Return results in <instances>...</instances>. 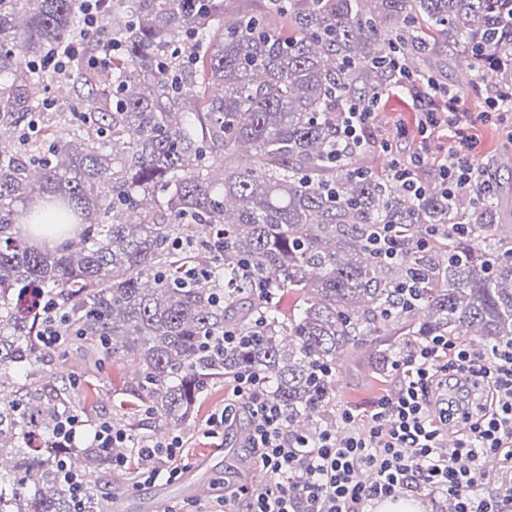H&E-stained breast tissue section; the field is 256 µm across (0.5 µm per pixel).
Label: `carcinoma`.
I'll list each match as a JSON object with an SVG mask.
<instances>
[{"mask_svg": "<svg viewBox=\"0 0 512 512\" xmlns=\"http://www.w3.org/2000/svg\"><path fill=\"white\" fill-rule=\"evenodd\" d=\"M85 9L0 0V459L22 472L0 473V512H96L64 475L112 461L57 438L76 380H29L49 300L61 346L135 363L112 417L124 455L142 418L180 431L244 369L313 442L336 430L344 358L384 383L409 345L512 338L500 185L452 196L435 173L415 196L357 160L384 154L366 135L336 159L346 112L403 72L425 91L439 55L511 89L512 0H97L92 27ZM226 329L248 346L206 345Z\"/></svg>", "mask_w": 512, "mask_h": 512, "instance_id": "obj_1", "label": "carcinoma"}]
</instances>
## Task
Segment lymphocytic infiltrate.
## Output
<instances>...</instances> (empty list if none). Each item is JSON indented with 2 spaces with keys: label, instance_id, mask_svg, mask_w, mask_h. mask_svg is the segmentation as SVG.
Wrapping results in <instances>:
<instances>
[{
  "label": "lymphocytic infiltrate",
  "instance_id": "obj_1",
  "mask_svg": "<svg viewBox=\"0 0 512 512\" xmlns=\"http://www.w3.org/2000/svg\"><path fill=\"white\" fill-rule=\"evenodd\" d=\"M421 101L422 127L445 122L455 130L441 165L444 188L466 190L475 176L468 113L456 93L433 80ZM396 372L397 388L377 400L366 430L355 429L345 411L348 431L314 444L289 436L258 376L240 372L211 425L220 433L247 417L244 445L255 450L269 479L233 490L218 500V512H232L234 502L243 503L244 512H369L405 492L427 494L445 512H512V490L487 496L478 485L487 456L498 457L502 476L512 478V340L486 351L436 337L400 359ZM182 445L174 435L139 446L138 456L152 464L135 470L138 479L177 478Z\"/></svg>",
  "mask_w": 512,
  "mask_h": 512
}]
</instances>
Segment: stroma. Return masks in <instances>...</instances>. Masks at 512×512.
Wrapping results in <instances>:
<instances>
[{
	"mask_svg": "<svg viewBox=\"0 0 512 512\" xmlns=\"http://www.w3.org/2000/svg\"><path fill=\"white\" fill-rule=\"evenodd\" d=\"M436 64L442 70L446 82L455 87L462 111L474 116L468 129L473 140L470 155L472 166L480 174L486 169H494L497 181L512 194V142L508 141L501 124L484 122L478 118L487 96L494 88L493 83L468 82L463 60L451 62L443 57L437 59ZM418 119V104L410 93L397 91L385 95L374 116L369 136L374 140L390 141L394 151L404 157L415 152L420 144H428L426 163L431 167L436 166L452 144L453 134L442 126L432 132L428 141H421L417 133ZM88 367L84 348L76 342L66 350L51 351L37 365L36 372L58 384L72 375L77 377L80 385L88 386V394L75 395L74 412H81L84 403L90 401L94 404L96 419H108L122 413L125 396L121 386L124 378L131 373L129 362L108 361L95 373L89 372ZM396 384V378L391 377L384 387H376L359 367L343 362L337 376L336 408L340 411L351 410L359 421H366L374 402L381 397L383 391L394 389ZM226 395V390L220 385L205 392L182 435L181 470L192 473L194 481L208 490L226 480H255L259 469L258 464L252 461L250 465H243V458L251 460L253 451L238 446L235 428H227L220 440L210 435L211 417L223 409ZM87 482L97 501L102 503L109 499L113 487L122 486L123 512H149L151 500L158 495L172 503H192L197 499L196 493L190 491L181 479H170L164 475L159 476L157 482L144 485L127 473L102 468L88 476Z\"/></svg>",
	"mask_w": 512,
	"mask_h": 512,
	"instance_id": "obj_1",
	"label": "stroma"
}]
</instances>
